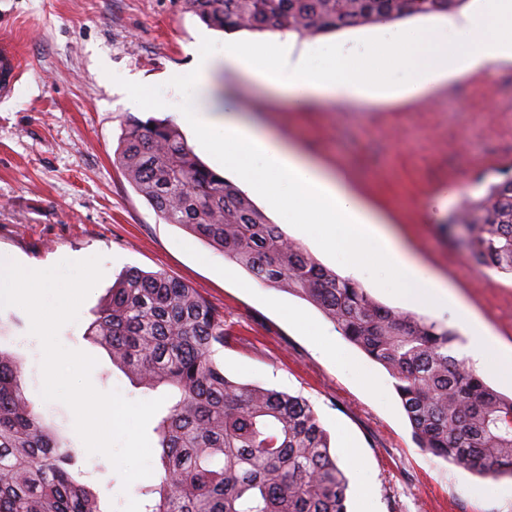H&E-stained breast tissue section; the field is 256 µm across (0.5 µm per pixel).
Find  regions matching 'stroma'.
<instances>
[{
	"label": "stroma",
	"mask_w": 512,
	"mask_h": 512,
	"mask_svg": "<svg viewBox=\"0 0 512 512\" xmlns=\"http://www.w3.org/2000/svg\"><path fill=\"white\" fill-rule=\"evenodd\" d=\"M179 0H0V46L22 78L0 98V254L31 265L76 252L101 256L104 276L59 338L96 358L94 387L152 400L85 331L119 273L163 271L223 310L230 336L217 359L230 379L299 394L318 413L343 462L348 512H512V479L475 475L415 444L393 379L312 304L253 280L223 253L165 223L115 165L129 118H165L154 98L181 100L201 40L223 44ZM243 116L347 174L364 205L401 244L512 348V278L479 270L448 237V221L491 166L512 163V60L441 84L430 102L322 101L222 72ZM26 312L0 309V348L24 360L26 395L76 448L107 512H140L110 461L88 454L72 411L44 401L42 351Z\"/></svg>",
	"instance_id": "obj_1"
}]
</instances>
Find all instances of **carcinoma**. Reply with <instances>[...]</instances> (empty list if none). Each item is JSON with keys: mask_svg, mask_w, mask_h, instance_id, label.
Returning a JSON list of instances; mask_svg holds the SVG:
<instances>
[{"mask_svg": "<svg viewBox=\"0 0 512 512\" xmlns=\"http://www.w3.org/2000/svg\"><path fill=\"white\" fill-rule=\"evenodd\" d=\"M468 0H180L224 31L319 36L378 21L448 14ZM116 161L168 224L224 253L264 284L315 306L382 365L416 444L479 475L512 477V397L454 354L458 333L385 307L288 239L236 185L198 161L169 120L129 119ZM465 196L457 223L480 268L512 277V165L491 167ZM86 336L112 364L172 404L154 432L156 481L141 485L142 512H348V480L331 438L302 396L228 379L216 360L230 333L224 312L185 283L129 268ZM78 453L24 392V371L0 349V512H104Z\"/></svg>", "mask_w": 512, "mask_h": 512, "instance_id": "obj_1", "label": "carcinoma"}]
</instances>
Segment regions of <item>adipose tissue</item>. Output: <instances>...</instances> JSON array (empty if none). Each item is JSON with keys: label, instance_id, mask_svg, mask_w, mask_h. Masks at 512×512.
I'll use <instances>...</instances> for the list:
<instances>
[{"label": "adipose tissue", "instance_id": "adipose-tissue-1", "mask_svg": "<svg viewBox=\"0 0 512 512\" xmlns=\"http://www.w3.org/2000/svg\"><path fill=\"white\" fill-rule=\"evenodd\" d=\"M512 58V0H483L471 12L433 28L382 24L366 38L326 44L273 38L244 44L225 40L206 47L195 58L183 82L191 97L178 112L199 139L223 151L225 166L241 177L250 193L262 197L289 223L313 224L317 240L341 255L343 277L366 275L363 256L382 255L388 284L406 301L436 305L448 287L405 250L398 239L352 191L347 176L322 168L307 153L271 137L263 128L241 119L232 97L223 111L213 106L214 78L220 71H240L257 84L285 90L295 101L393 102L430 94L443 82L487 70L493 61ZM412 77L394 83L390 67ZM277 171L272 186L253 168V158Z\"/></svg>", "mask_w": 512, "mask_h": 512}]
</instances>
